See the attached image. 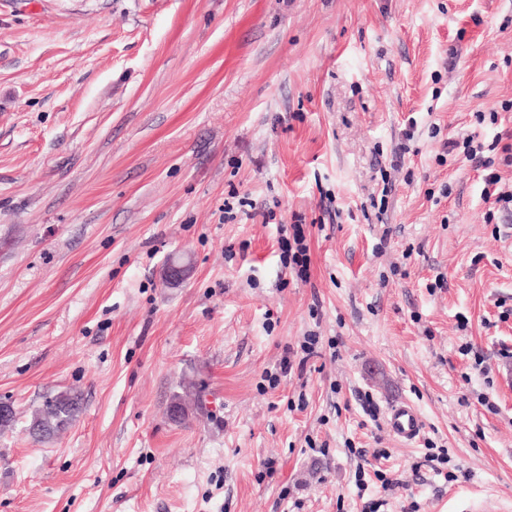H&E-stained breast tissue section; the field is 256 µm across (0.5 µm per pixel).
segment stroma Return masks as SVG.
Returning a JSON list of instances; mask_svg holds the SVG:
<instances>
[{
	"label": "stroma",
	"instance_id": "obj_1",
	"mask_svg": "<svg viewBox=\"0 0 512 512\" xmlns=\"http://www.w3.org/2000/svg\"><path fill=\"white\" fill-rule=\"evenodd\" d=\"M470 133H512V0H0V512H364L382 448L379 512H512V208ZM476 139V136L466 135L462 137V140H453L452 152L462 149L463 157L471 162L476 169L487 170L495 165L496 158L486 156L484 144ZM82 400V394L71 389L45 396L42 406L31 416L29 433L33 438L42 440L59 435L77 417ZM387 428L394 436L413 442L422 432L423 421L412 405L399 402L389 410Z\"/></svg>",
	"mask_w": 512,
	"mask_h": 512
}]
</instances>
